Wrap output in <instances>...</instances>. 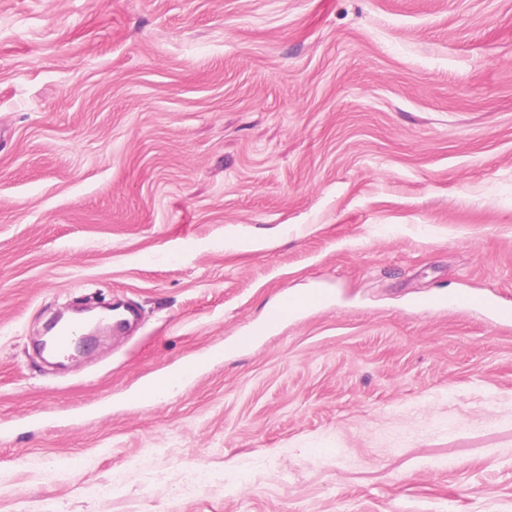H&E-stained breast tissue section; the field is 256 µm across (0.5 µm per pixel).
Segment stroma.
<instances>
[{"mask_svg":"<svg viewBox=\"0 0 512 512\" xmlns=\"http://www.w3.org/2000/svg\"><path fill=\"white\" fill-rule=\"evenodd\" d=\"M482 298L512 0H0V512H512ZM118 300L129 336L37 351ZM323 297L314 292L305 298L300 299H291L288 298L283 301L280 305L275 307L270 313V322L271 323H280L283 320L288 318L290 313L295 312L300 307L315 305L322 301Z\"/></svg>","mask_w":512,"mask_h":512,"instance_id":"stroma-1","label":"stroma"}]
</instances>
